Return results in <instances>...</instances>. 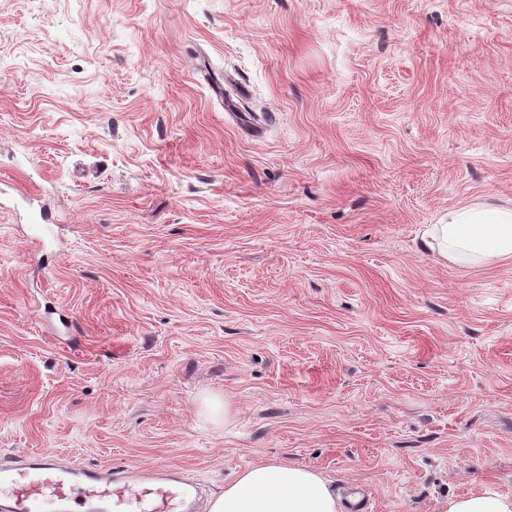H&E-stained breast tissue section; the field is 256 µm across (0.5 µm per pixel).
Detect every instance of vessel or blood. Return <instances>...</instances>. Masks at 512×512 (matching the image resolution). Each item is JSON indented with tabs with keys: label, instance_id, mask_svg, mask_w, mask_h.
<instances>
[{
	"label": "vessel or blood",
	"instance_id": "b4317fda",
	"mask_svg": "<svg viewBox=\"0 0 512 512\" xmlns=\"http://www.w3.org/2000/svg\"><path fill=\"white\" fill-rule=\"evenodd\" d=\"M194 495L165 466H82L45 452L0 463V512H193Z\"/></svg>",
	"mask_w": 512,
	"mask_h": 512
}]
</instances>
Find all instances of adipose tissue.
Masks as SVG:
<instances>
[{
    "mask_svg": "<svg viewBox=\"0 0 512 512\" xmlns=\"http://www.w3.org/2000/svg\"><path fill=\"white\" fill-rule=\"evenodd\" d=\"M424 244L447 260L486 263L512 256V210L466 207L432 225ZM209 512H342L330 482L312 468L265 462L225 484ZM447 512H512V496L495 487L448 500Z\"/></svg>",
    "mask_w": 512,
    "mask_h": 512,
    "instance_id": "ef3b65f1",
    "label": "adipose tissue"
}]
</instances>
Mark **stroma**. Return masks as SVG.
Masks as SVG:
<instances>
[{
	"label": "stroma",
	"instance_id": "obj_1",
	"mask_svg": "<svg viewBox=\"0 0 512 512\" xmlns=\"http://www.w3.org/2000/svg\"><path fill=\"white\" fill-rule=\"evenodd\" d=\"M0 194V458L512 495V0H0ZM446 224H434L424 245L447 260L486 263L512 256V210L478 206L448 214Z\"/></svg>",
	"mask_w": 512,
	"mask_h": 512
}]
</instances>
